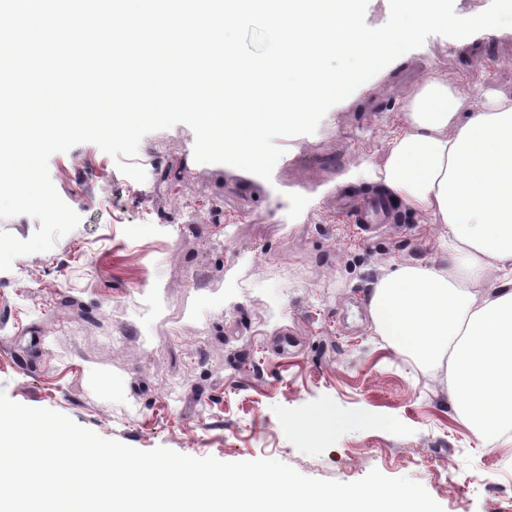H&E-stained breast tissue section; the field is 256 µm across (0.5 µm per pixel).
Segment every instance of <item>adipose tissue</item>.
Wrapping results in <instances>:
<instances>
[{
  "mask_svg": "<svg viewBox=\"0 0 512 512\" xmlns=\"http://www.w3.org/2000/svg\"><path fill=\"white\" fill-rule=\"evenodd\" d=\"M403 116L372 182L439 225L445 257L377 279L370 318L394 351L445 370L461 419L491 447L512 433V96L473 110L429 76Z\"/></svg>",
  "mask_w": 512,
  "mask_h": 512,
  "instance_id": "obj_1",
  "label": "adipose tissue"
}]
</instances>
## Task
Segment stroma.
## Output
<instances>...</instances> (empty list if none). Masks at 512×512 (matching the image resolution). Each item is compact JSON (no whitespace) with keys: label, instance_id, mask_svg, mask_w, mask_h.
<instances>
[{"label":"stroma","instance_id":"35a3bbf8","mask_svg":"<svg viewBox=\"0 0 512 512\" xmlns=\"http://www.w3.org/2000/svg\"><path fill=\"white\" fill-rule=\"evenodd\" d=\"M429 74L482 107L512 93V38L459 50L428 37L315 133L280 139L267 180L193 162L184 124L141 140V183L92 143L53 154L49 177L80 222L0 271V391L141 451L270 458L340 482L376 469L443 512H512V436L485 446L445 373L370 320L371 282L437 260L438 226L402 206L364 235L340 210L369 195L370 165Z\"/></svg>","mask_w":512,"mask_h":512}]
</instances>
